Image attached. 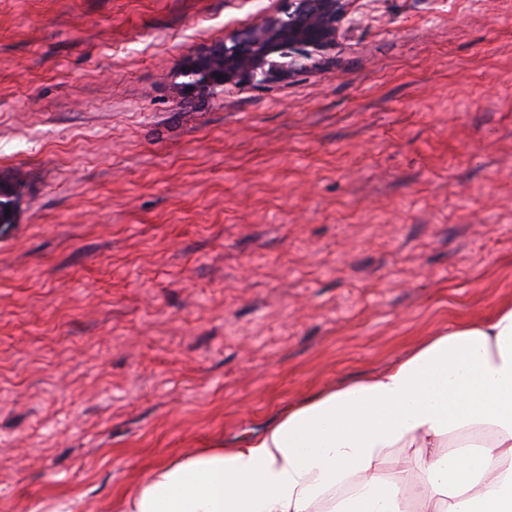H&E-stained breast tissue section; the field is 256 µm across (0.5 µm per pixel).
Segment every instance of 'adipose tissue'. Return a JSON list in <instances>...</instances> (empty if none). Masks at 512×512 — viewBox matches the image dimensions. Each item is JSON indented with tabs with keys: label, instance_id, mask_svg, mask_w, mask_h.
<instances>
[{
	"label": "adipose tissue",
	"instance_id": "adipose-tissue-1",
	"mask_svg": "<svg viewBox=\"0 0 512 512\" xmlns=\"http://www.w3.org/2000/svg\"><path fill=\"white\" fill-rule=\"evenodd\" d=\"M114 512H512V300L260 435L171 458Z\"/></svg>",
	"mask_w": 512,
	"mask_h": 512
}]
</instances>
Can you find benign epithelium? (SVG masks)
I'll use <instances>...</instances> for the list:
<instances>
[{"label":"benign epithelium","instance_id":"7a95c632","mask_svg":"<svg viewBox=\"0 0 512 512\" xmlns=\"http://www.w3.org/2000/svg\"><path fill=\"white\" fill-rule=\"evenodd\" d=\"M348 0H285L282 14L230 34L186 61L203 81L197 96L228 85L273 84L307 70L336 48L348 18Z\"/></svg>","mask_w":512,"mask_h":512}]
</instances>
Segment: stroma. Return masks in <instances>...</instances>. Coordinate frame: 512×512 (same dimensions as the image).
<instances>
[{
  "instance_id": "obj_1",
  "label": "stroma",
  "mask_w": 512,
  "mask_h": 512,
  "mask_svg": "<svg viewBox=\"0 0 512 512\" xmlns=\"http://www.w3.org/2000/svg\"><path fill=\"white\" fill-rule=\"evenodd\" d=\"M282 6L0 0V512H113L512 299V0H352L316 67L186 90Z\"/></svg>"
}]
</instances>
